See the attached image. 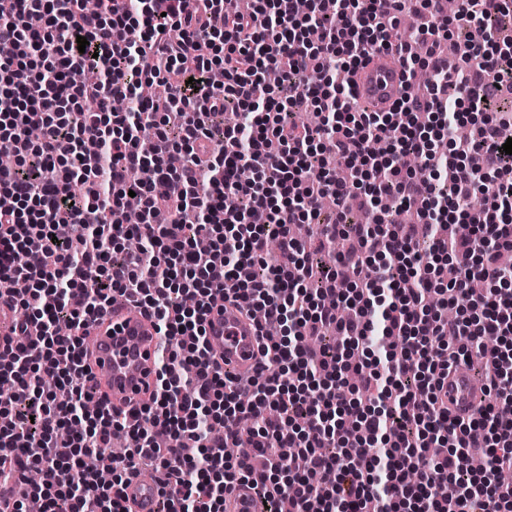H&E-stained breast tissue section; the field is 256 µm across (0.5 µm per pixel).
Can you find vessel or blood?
I'll use <instances>...</instances> for the list:
<instances>
[{"label":"vessel or blood","instance_id":"1","mask_svg":"<svg viewBox=\"0 0 512 512\" xmlns=\"http://www.w3.org/2000/svg\"><path fill=\"white\" fill-rule=\"evenodd\" d=\"M356 96L369 111H390L404 95L408 77L397 56L381 52L351 74ZM88 334L89 378L91 387L106 396L113 410L130 416L147 402L155 390L156 360L161 346L154 322L136 302L123 300L107 313L90 322ZM206 338L219 349L225 371L252 374L259 359L258 330L238 306L216 305L208 316ZM442 392L452 414L475 413L479 396L466 368L455 367ZM131 512H156L158 486L134 476L125 487ZM255 493L247 484H237L225 500L227 512H255Z\"/></svg>","mask_w":512,"mask_h":512}]
</instances>
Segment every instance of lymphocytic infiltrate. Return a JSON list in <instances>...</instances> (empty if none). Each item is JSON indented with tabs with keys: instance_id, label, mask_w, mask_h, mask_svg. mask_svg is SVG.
<instances>
[{
	"instance_id": "lymphocytic-infiltrate-1",
	"label": "lymphocytic infiltrate",
	"mask_w": 512,
	"mask_h": 512,
	"mask_svg": "<svg viewBox=\"0 0 512 512\" xmlns=\"http://www.w3.org/2000/svg\"><path fill=\"white\" fill-rule=\"evenodd\" d=\"M0 0V299L24 309L19 342L0 349V477L40 474L31 496L43 512H130L125 484L140 460L154 464L156 512H225L236 483L259 491L261 512H512V155L501 128L479 122L468 142L437 144L470 123L466 109L512 94V50L494 24L503 0H416L425 46L394 43L398 0ZM466 48L449 71L442 33ZM88 41L79 48L78 37ZM397 49L409 74L433 82L396 111L352 104L353 71ZM96 82L82 80L86 68ZM171 76L162 100L138 86ZM461 97L449 100L448 87ZM316 126L287 114L300 99ZM116 99L128 111L112 108ZM395 111V112H396ZM181 122L176 137L164 125ZM153 125L150 152L137 146ZM481 155L482 167L469 159ZM344 163L348 179L333 167ZM254 178L244 183L241 169ZM88 186L76 198L73 182ZM422 203V223H353L349 201ZM485 194L484 209L464 202ZM141 220L115 222L129 194ZM336 220L318 242L355 248L308 288L314 270L294 225L310 224L323 197ZM429 250H420L421 239ZM487 289L475 295L473 280ZM136 299L164 338L157 388L134 424L87 384L85 328L115 295ZM457 304L442 314L437 296ZM262 310L286 337L263 341L255 372L231 377L205 340L217 300ZM335 329V349L311 342ZM480 361L485 401L452 416L437 393L458 364ZM248 416L250 441L236 425ZM130 451L112 456V436ZM235 455H226L228 444ZM489 462L471 471L472 451Z\"/></svg>"
}]
</instances>
